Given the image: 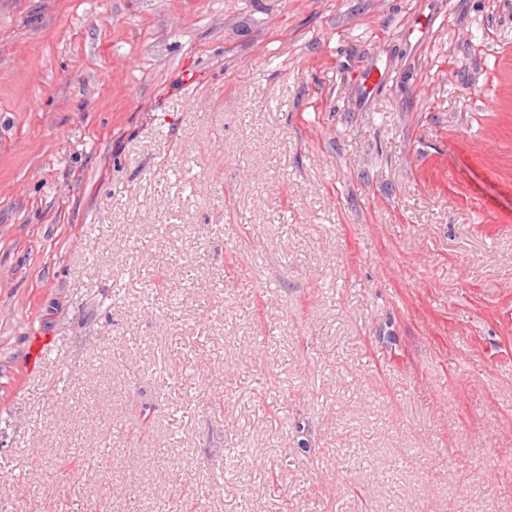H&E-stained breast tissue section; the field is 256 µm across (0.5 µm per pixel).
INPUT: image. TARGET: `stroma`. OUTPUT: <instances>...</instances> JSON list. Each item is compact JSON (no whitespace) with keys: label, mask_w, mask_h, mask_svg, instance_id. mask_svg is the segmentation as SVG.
Wrapping results in <instances>:
<instances>
[{"label":"stroma","mask_w":512,"mask_h":512,"mask_svg":"<svg viewBox=\"0 0 512 512\" xmlns=\"http://www.w3.org/2000/svg\"><path fill=\"white\" fill-rule=\"evenodd\" d=\"M188 493L512 512V0H0V512Z\"/></svg>","instance_id":"stroma-1"}]
</instances>
